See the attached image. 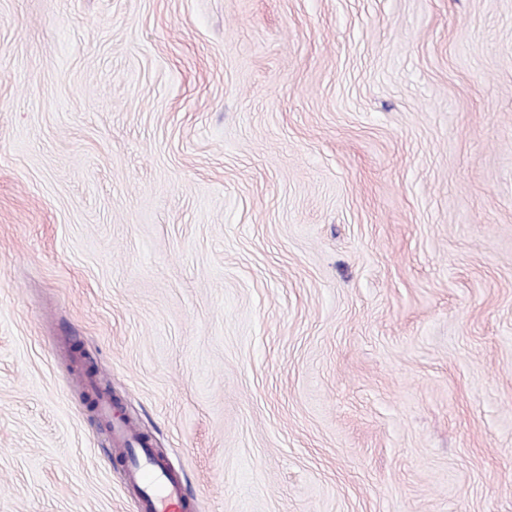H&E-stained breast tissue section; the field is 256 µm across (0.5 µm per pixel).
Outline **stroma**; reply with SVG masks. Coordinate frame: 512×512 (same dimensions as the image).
Here are the masks:
<instances>
[{
  "label": "stroma",
  "instance_id": "obj_1",
  "mask_svg": "<svg viewBox=\"0 0 512 512\" xmlns=\"http://www.w3.org/2000/svg\"><path fill=\"white\" fill-rule=\"evenodd\" d=\"M512 512V0H0V512ZM127 466V477L132 489L139 495L145 512H191L182 482L168 472L146 448Z\"/></svg>",
  "mask_w": 512,
  "mask_h": 512
}]
</instances>
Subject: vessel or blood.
<instances>
[{
  "label": "vessel or blood",
  "mask_w": 512,
  "mask_h": 512,
  "mask_svg": "<svg viewBox=\"0 0 512 512\" xmlns=\"http://www.w3.org/2000/svg\"><path fill=\"white\" fill-rule=\"evenodd\" d=\"M127 477L145 512H190L181 481L147 451H139L128 465Z\"/></svg>",
  "instance_id": "obj_1"
}]
</instances>
